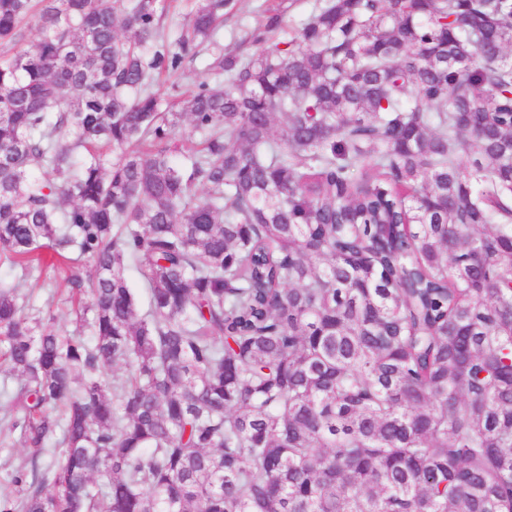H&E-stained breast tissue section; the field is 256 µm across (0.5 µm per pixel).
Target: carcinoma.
I'll use <instances>...</instances> for the list:
<instances>
[{"label": "carcinoma", "instance_id": "1", "mask_svg": "<svg viewBox=\"0 0 512 512\" xmlns=\"http://www.w3.org/2000/svg\"><path fill=\"white\" fill-rule=\"evenodd\" d=\"M230 5L0 0V512H512V0ZM172 4L171 9L164 15L162 26L165 30H174L177 26L184 22L189 12L195 7L196 0H169ZM321 0H233V8L224 18V45L234 46L247 40L250 31L260 25L268 9L279 8L283 14L280 41L294 37ZM206 55L202 54L192 62H188L183 74L177 79V93H185L192 90L196 83L209 77L206 72Z\"/></svg>", "mask_w": 512, "mask_h": 512}]
</instances>
